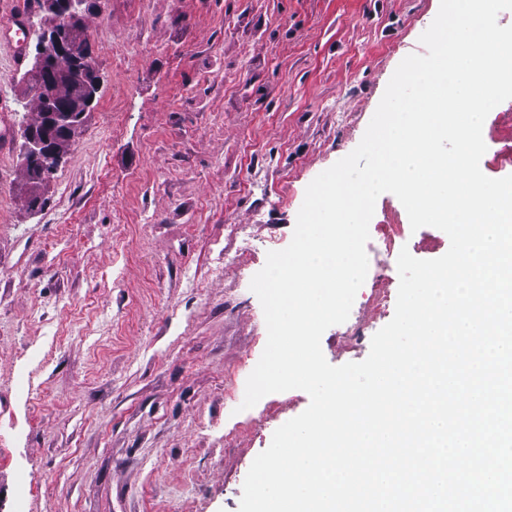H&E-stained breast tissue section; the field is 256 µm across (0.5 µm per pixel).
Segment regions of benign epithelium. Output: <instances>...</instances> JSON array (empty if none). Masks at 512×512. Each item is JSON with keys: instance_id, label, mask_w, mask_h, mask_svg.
Wrapping results in <instances>:
<instances>
[{"instance_id": "1", "label": "benign epithelium", "mask_w": 512, "mask_h": 512, "mask_svg": "<svg viewBox=\"0 0 512 512\" xmlns=\"http://www.w3.org/2000/svg\"><path fill=\"white\" fill-rule=\"evenodd\" d=\"M87 0H41V10L49 23L39 32V44L31 68L23 75L31 85L50 71L57 82L40 102L38 125L22 131L21 160L28 169L27 203L31 208L41 200L40 188L50 172L39 160L60 161L73 137L85 123L95 100L98 83L94 66L87 62L81 26L82 6Z\"/></svg>"}]
</instances>
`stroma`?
<instances>
[{"label":"stroma","instance_id":"1","mask_svg":"<svg viewBox=\"0 0 512 512\" xmlns=\"http://www.w3.org/2000/svg\"><path fill=\"white\" fill-rule=\"evenodd\" d=\"M437 0H96L99 87L42 203L37 104L0 44V512H238L309 395L242 409L267 342L247 276L360 143ZM482 172L512 175V99Z\"/></svg>","mask_w":512,"mask_h":512}]
</instances>
